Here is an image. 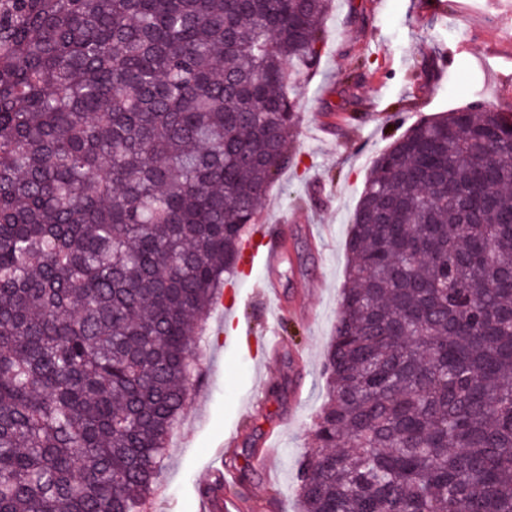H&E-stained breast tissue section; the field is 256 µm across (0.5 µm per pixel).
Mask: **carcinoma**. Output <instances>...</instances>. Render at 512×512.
I'll return each instance as SVG.
<instances>
[{"label":"carcinoma","mask_w":512,"mask_h":512,"mask_svg":"<svg viewBox=\"0 0 512 512\" xmlns=\"http://www.w3.org/2000/svg\"><path fill=\"white\" fill-rule=\"evenodd\" d=\"M331 0H0V512H142L292 163ZM512 113L374 159L302 512H512Z\"/></svg>","instance_id":"1"}]
</instances>
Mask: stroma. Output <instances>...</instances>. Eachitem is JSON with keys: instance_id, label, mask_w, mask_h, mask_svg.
Returning a JSON list of instances; mask_svg holds the SVG:
<instances>
[{"instance_id": "stroma-1", "label": "stroma", "mask_w": 512, "mask_h": 512, "mask_svg": "<svg viewBox=\"0 0 512 512\" xmlns=\"http://www.w3.org/2000/svg\"><path fill=\"white\" fill-rule=\"evenodd\" d=\"M512 0H333L316 73L296 87V165L261 204L266 224L288 227L273 321L251 266L233 280L231 317L211 311L199 339L196 392L169 438L150 512H200L217 448L232 440L242 475L226 497L256 512H299L296 476L326 400L323 364L345 284V241L372 158L414 122L474 104L512 109ZM239 329L228 343L218 328ZM277 329L284 343L264 358ZM275 472L265 481L255 463Z\"/></svg>"}]
</instances>
